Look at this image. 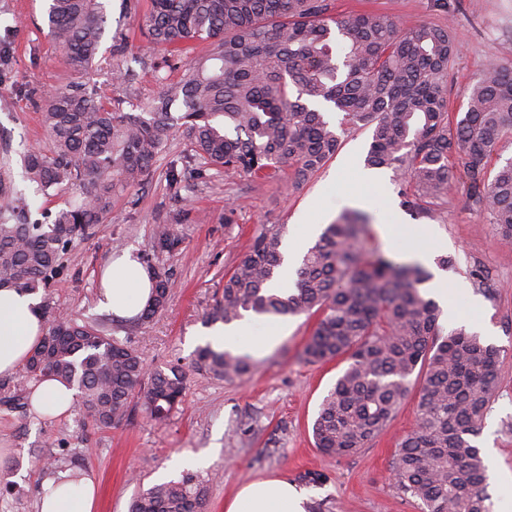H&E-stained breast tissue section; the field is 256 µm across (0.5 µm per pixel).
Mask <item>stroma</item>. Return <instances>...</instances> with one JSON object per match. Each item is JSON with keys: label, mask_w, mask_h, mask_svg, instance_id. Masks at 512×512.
Returning a JSON list of instances; mask_svg holds the SVG:
<instances>
[{"label": "stroma", "mask_w": 512, "mask_h": 512, "mask_svg": "<svg viewBox=\"0 0 512 512\" xmlns=\"http://www.w3.org/2000/svg\"><path fill=\"white\" fill-rule=\"evenodd\" d=\"M107 23L89 82L116 112L137 111L154 97L163 79L177 78L174 56L153 51L141 29L150 0H104ZM46 0H0V154L14 160L16 191L32 194L19 154L49 148L41 107L32 90L68 85L72 75L44 23ZM382 12L402 28L423 23L452 26L458 51L448 68V111L459 119L472 83L490 64L512 65V0H331V16ZM123 82H114L116 71ZM371 129L357 126L341 135L336 153L311 179L295 184L291 169L273 179H256L231 169L202 164L188 173L182 137L170 138L142 185L113 196L102 224L76 247L66 274L50 287L59 313L80 312L98 319L118 337L129 338L148 368L189 363L208 332L205 313L220 298L224 276L246 252L256 229L283 224L285 244L303 237V217L333 222L345 210L370 220L367 252L401 261L408 239L385 227L411 224L400 205L399 186L382 170L377 186L362 180ZM454 176L436 220L426 229L438 254L455 258L448 274V302L467 326L489 324L501 351L492 411L479 438L491 445L494 504L512 500V242L497 236L488 217L467 200L464 162L451 160ZM168 230L175 246L158 250L157 235ZM130 249L169 273L174 286L165 309L139 326L112 319L95 302L98 273L111 254ZM489 272L488 291L474 287L469 271ZM317 322L313 316L286 318L284 337L258 357L249 377L224 382L189 374L182 403L164 423L151 421L141 404L117 426L96 429L76 415L41 418L26 410H0V483L15 492L0 500V512H38L39 490L48 479L40 459L48 454L81 456L86 475L98 488L96 512H128L138 486L157 483L179 456L193 458L190 470L206 482L205 512H225L224 503L243 485L285 477L309 496L307 512H420L394 478L400 442L414 426L420 379L390 425L365 448L329 458L314 446L312 423L319 404L344 370L337 359L306 363L304 345ZM322 482L313 483L309 474Z\"/></svg>", "instance_id": "1"}]
</instances>
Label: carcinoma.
<instances>
[{
  "instance_id": "cac0c4a2",
  "label": "carcinoma",
  "mask_w": 512,
  "mask_h": 512,
  "mask_svg": "<svg viewBox=\"0 0 512 512\" xmlns=\"http://www.w3.org/2000/svg\"><path fill=\"white\" fill-rule=\"evenodd\" d=\"M329 0H152L144 17L152 48L177 52L196 39L209 50L161 83L142 112H114L83 78L95 65L106 23L103 0H48L45 23L75 81L45 93L41 122L51 153L21 155L35 192L78 184L82 194L44 220L14 192L10 164L0 163V286L43 292L39 305L50 328L12 383L0 387V405L32 409V380L47 376L74 386L73 409L82 423L112 427L134 399L149 416L167 420L185 391L181 362L145 370L142 353L79 314L55 313L48 288L66 271L65 255L91 234L112 206V195L142 184L169 138L179 132L190 147L186 163L270 177L284 166L303 183L339 148L340 134L320 104L342 113V126H368L369 168L397 178L401 206L431 220L448 194L450 158L462 155L468 200L512 241V160L495 173L488 159L512 131V67L497 65L472 87L464 115L451 123L448 63L457 45L451 28H400L379 12L329 15ZM283 224H263L247 252L225 275L221 298L205 315L225 325L246 315L321 313L303 349L307 363L348 362L323 397L312 426L315 447L346 457L384 430L409 394V378L423 384L414 428L402 439L394 476L422 512H492L488 473L478 438L494 396L500 349L463 325L448 332L438 304L421 285L432 274L420 264L384 255L366 257L369 219L344 213L324 227L296 269L295 287L271 288L283 262ZM150 301L135 318L161 312L172 288L154 271ZM191 367L226 382L252 374L257 362L207 343ZM52 475L82 464L46 455ZM199 476L141 487L130 512H204Z\"/></svg>"
}]
</instances>
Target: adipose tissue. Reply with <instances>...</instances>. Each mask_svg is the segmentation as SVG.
<instances>
[{
  "label": "adipose tissue",
  "instance_id": "ef3b65f1",
  "mask_svg": "<svg viewBox=\"0 0 512 512\" xmlns=\"http://www.w3.org/2000/svg\"><path fill=\"white\" fill-rule=\"evenodd\" d=\"M148 268L131 252L108 259L99 276L98 305L119 319L139 314L151 292ZM284 329L273 325L268 335L248 336L246 323L228 327L211 335L210 340L241 353L251 355L277 344ZM45 333V319L35 295L13 288L0 287V377L16 375L26 363ZM75 401L74 389L57 380L45 378L32 397L38 413L59 418L67 415ZM304 493L288 479L278 477L255 481L241 487L225 504V512H306ZM95 486L84 480L81 490H70L66 473L47 480L40 512H93Z\"/></svg>",
  "mask_w": 512,
  "mask_h": 512
}]
</instances>
